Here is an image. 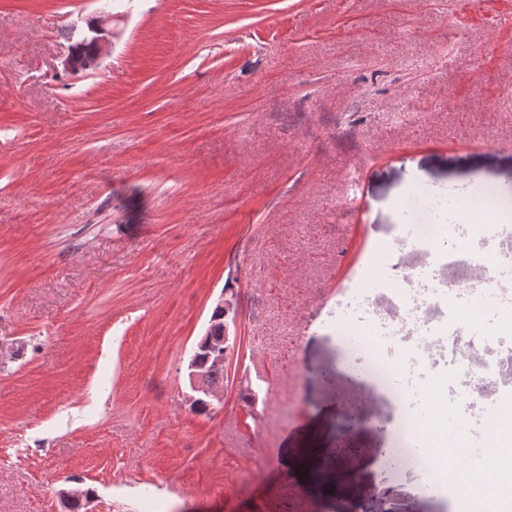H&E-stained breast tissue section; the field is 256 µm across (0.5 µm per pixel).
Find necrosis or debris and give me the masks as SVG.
<instances>
[{"mask_svg": "<svg viewBox=\"0 0 512 512\" xmlns=\"http://www.w3.org/2000/svg\"><path fill=\"white\" fill-rule=\"evenodd\" d=\"M472 207L483 222L462 231L456 218ZM405 221L401 263L389 269L384 292L358 298L352 330L337 338L336 367L361 361L363 376L401 405L394 430L406 441L393 448L382 436L378 453L428 472L436 489L448 463L443 417L480 405L493 410L496 433L512 430V219L483 187L421 196ZM471 480L484 512H501L512 448L491 453Z\"/></svg>", "mask_w": 512, "mask_h": 512, "instance_id": "4bbe7bcc", "label": "necrosis or debris"}]
</instances>
